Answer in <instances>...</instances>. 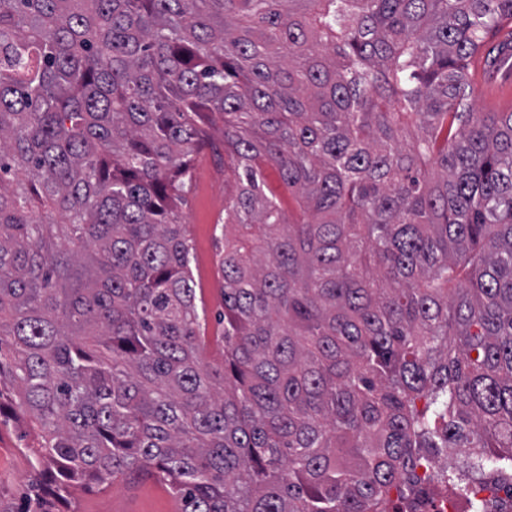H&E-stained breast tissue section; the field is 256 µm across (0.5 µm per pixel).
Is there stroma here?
Listing matches in <instances>:
<instances>
[{
  "label": "stroma",
  "instance_id": "35a3bbf8",
  "mask_svg": "<svg viewBox=\"0 0 512 512\" xmlns=\"http://www.w3.org/2000/svg\"><path fill=\"white\" fill-rule=\"evenodd\" d=\"M233 180L215 153L197 156L181 208L190 231L197 296L206 309V329L214 335L221 330L216 317L224 310L215 244L224 235V197ZM40 442V433L32 424L0 420V501L9 503L14 512H181L177 496L137 473L121 476L104 489L81 484L65 497H56L44 490L30 463L31 450Z\"/></svg>",
  "mask_w": 512,
  "mask_h": 512
}]
</instances>
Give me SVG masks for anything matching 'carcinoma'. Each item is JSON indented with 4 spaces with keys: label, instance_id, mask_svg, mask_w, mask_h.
Wrapping results in <instances>:
<instances>
[{
    "label": "carcinoma",
    "instance_id": "1",
    "mask_svg": "<svg viewBox=\"0 0 512 512\" xmlns=\"http://www.w3.org/2000/svg\"><path fill=\"white\" fill-rule=\"evenodd\" d=\"M512 0H0V417L63 497L485 512L512 474ZM222 125V362L180 215ZM311 219H285L260 162ZM474 94L472 103L475 112H499L491 110L486 105V99L491 94L509 95L512 98V71L507 78L501 73L496 79L487 80L481 71L475 67L473 75ZM418 474L421 477V490L414 499L405 503L401 512H464L457 511L455 506L448 503V489L437 491L429 485L425 470Z\"/></svg>",
    "mask_w": 512,
    "mask_h": 512
}]
</instances>
